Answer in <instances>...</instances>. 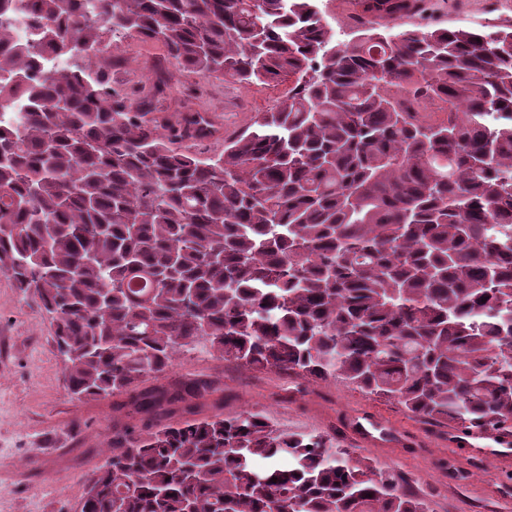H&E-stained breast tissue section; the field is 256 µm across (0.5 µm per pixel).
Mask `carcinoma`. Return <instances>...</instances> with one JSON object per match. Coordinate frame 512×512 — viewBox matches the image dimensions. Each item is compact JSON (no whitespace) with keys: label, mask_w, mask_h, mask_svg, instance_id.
Masks as SVG:
<instances>
[{"label":"carcinoma","mask_w":512,"mask_h":512,"mask_svg":"<svg viewBox=\"0 0 512 512\" xmlns=\"http://www.w3.org/2000/svg\"><path fill=\"white\" fill-rule=\"evenodd\" d=\"M321 2L0 0V224L22 228L0 272L52 315L71 394L138 416L80 512H430L329 436L197 417L214 380L151 384L183 352L512 430V26L407 27L430 0H374L343 41ZM127 37L294 84L202 157L174 144L209 113L163 135L95 71ZM434 98L435 119L405 105Z\"/></svg>","instance_id":"cac0c4a2"}]
</instances>
